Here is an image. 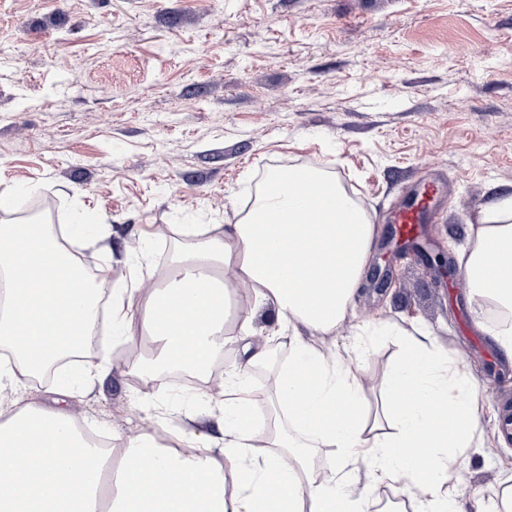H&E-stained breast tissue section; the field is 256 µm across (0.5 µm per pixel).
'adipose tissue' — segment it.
Here are the masks:
<instances>
[{"label":"adipose tissue","mask_w":512,"mask_h":512,"mask_svg":"<svg viewBox=\"0 0 512 512\" xmlns=\"http://www.w3.org/2000/svg\"><path fill=\"white\" fill-rule=\"evenodd\" d=\"M97 230L75 213L71 224L0 223V379L21 384L87 343L102 298L76 259ZM194 244L179 253L168 284L138 274L113 282L112 339L155 349L141 362L148 384L182 366L207 372L226 346L239 357L224 378V449L185 434L161 445L157 429L112 435L118 482L101 491L105 456L79 432L77 416L17 398L0 421V512H467L458 474L476 442L473 384L427 330L401 331L403 359L384 379L381 415L363 410L356 357L315 347L305 332L329 335L346 319L362 286L377 225L335 180L316 169L280 172L262 186L240 223L186 224ZM476 298L499 322L482 324L512 359V192L482 210L463 262ZM254 306H274L278 323L257 341L251 309L232 310L234 283ZM286 339L288 361L274 370L266 407L248 383L269 363L268 340ZM310 375L302 384L301 375ZM27 444L17 453L18 444ZM330 448L316 468L315 449ZM364 460L375 488L399 487L379 504L349 478Z\"/></svg>","instance_id":"ef3b65f1"}]
</instances>
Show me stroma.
Returning <instances> with one entry per match:
<instances>
[{"instance_id":"35a3bbf8","label":"stroma","mask_w":512,"mask_h":512,"mask_svg":"<svg viewBox=\"0 0 512 512\" xmlns=\"http://www.w3.org/2000/svg\"><path fill=\"white\" fill-rule=\"evenodd\" d=\"M290 166L331 175L379 228V277L309 342L344 354L369 333L372 406L401 354L380 325L419 324L460 360L483 437L460 482L478 512L512 470L487 412L512 410V362L475 342L494 315L456 271L483 206L512 190V0H0V192L51 205L58 224L90 214L79 252L95 275L119 280L145 253L157 281L191 246L180 225L239 223L264 174ZM439 174L448 200L404 244L387 218ZM440 250L449 270L428 262ZM103 347L116 368L67 395L33 379L29 400L111 433L160 409L169 435L223 446L220 406L187 398L199 379L163 396L136 371L149 346Z\"/></svg>"}]
</instances>
